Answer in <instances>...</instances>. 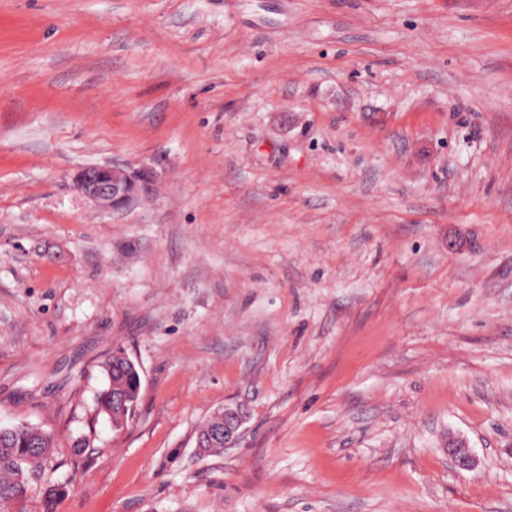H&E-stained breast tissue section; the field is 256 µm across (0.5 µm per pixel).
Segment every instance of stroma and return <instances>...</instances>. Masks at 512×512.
<instances>
[{
    "label": "stroma",
    "instance_id": "1",
    "mask_svg": "<svg viewBox=\"0 0 512 512\" xmlns=\"http://www.w3.org/2000/svg\"><path fill=\"white\" fill-rule=\"evenodd\" d=\"M92 164L157 191L99 211ZM19 423L55 438L54 512H512V0H0ZM158 178L157 172L150 167L90 165L73 175L72 184L79 195L101 210L120 212L148 197ZM115 351L112 352V356L103 365L106 385L99 393L96 401V414L106 415L110 422H112V405L113 410L119 412L121 409L117 408V405L125 401L122 395H118L117 405H115L113 399L116 394L136 392L137 382L136 373L131 365L120 356L115 355ZM246 420L247 414L241 405H224L210 418L209 433L203 440L197 439L205 434L208 421L197 431V452L200 454V448H206L208 453L205 455H209L224 448L236 447L243 436ZM205 444L209 447H205Z\"/></svg>",
    "mask_w": 512,
    "mask_h": 512
}]
</instances>
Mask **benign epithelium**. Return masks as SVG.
Returning a JSON list of instances; mask_svg holds the SVG:
<instances>
[{
    "label": "benign epithelium",
    "instance_id": "1",
    "mask_svg": "<svg viewBox=\"0 0 512 512\" xmlns=\"http://www.w3.org/2000/svg\"><path fill=\"white\" fill-rule=\"evenodd\" d=\"M158 180L150 167L122 168L112 165H90L80 168L72 177L79 195L106 212H120L149 196ZM247 414L240 405H226L210 418L209 433L196 441L195 448H234L244 433ZM454 462L471 470L475 460L470 448L456 443L449 449Z\"/></svg>",
    "mask_w": 512,
    "mask_h": 512
}]
</instances>
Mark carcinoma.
<instances>
[{"mask_svg": "<svg viewBox=\"0 0 512 512\" xmlns=\"http://www.w3.org/2000/svg\"><path fill=\"white\" fill-rule=\"evenodd\" d=\"M106 385L96 401V414L112 418L114 397L120 392L136 391L137 376L130 364L112 355L103 365ZM54 448V436L39 428L18 427L0 434V503L20 502L29 486L46 476Z\"/></svg>", "mask_w": 512, "mask_h": 512, "instance_id": "cac0c4a2", "label": "carcinoma"}]
</instances>
